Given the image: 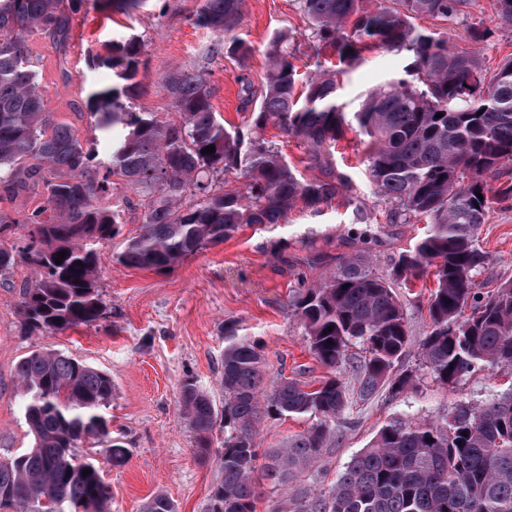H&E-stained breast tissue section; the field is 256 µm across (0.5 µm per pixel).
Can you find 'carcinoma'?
<instances>
[{
	"label": "carcinoma",
	"mask_w": 512,
	"mask_h": 512,
	"mask_svg": "<svg viewBox=\"0 0 512 512\" xmlns=\"http://www.w3.org/2000/svg\"><path fill=\"white\" fill-rule=\"evenodd\" d=\"M495 22L512 29V0H495ZM90 0H0V196L34 187L45 205L21 220L25 245L0 240V280L18 261L40 277L20 291L24 333L51 336L88 326L104 315L96 286L99 249L120 234L121 214L99 204L116 176L153 194L141 232L116 260L128 267L165 271L184 258L235 236L243 225L282 223L297 204L314 211L340 197L352 202L350 177L336 169V142L349 132L369 138L366 173L385 219H423L428 234L393 261L384 277L364 255L341 259L314 285H300L292 307L309 350L332 375L313 387L284 374L262 388L264 360L246 336L226 330L224 479L209 512H255V428L260 417L304 418L307 429L269 450L263 478L278 491L290 476L318 462L336 440V419L355 402L385 390L401 395L415 374L394 371L409 346L408 320L393 285L403 288L431 273V331L420 351L426 374L453 385L478 368H512V280L484 292L476 278L486 270L478 231L493 205L512 199V183L492 190L489 176H512V59L492 72L477 50L448 44V37L416 24L453 22L471 0H298L313 47V71L296 95V35L277 31L265 55L267 71L251 115L256 137L214 111L208 79L176 72L162 82L175 116L161 120L132 110L136 78L145 65L142 41L112 43L99 64L123 81L91 96L98 129L122 126L112 139V159L99 142L45 111L25 35L41 32L66 52L72 19ZM243 0H204L195 24L226 35L229 57L249 47L230 33ZM381 48L409 57L406 77L367 93L347 116L337 103L339 78ZM443 113L436 118L437 113ZM273 124L283 141L303 146V177L276 145L257 136ZM215 146L213 153H201ZM27 159L38 165L25 166ZM247 179L246 192L218 181L230 172ZM482 197H477L476 193ZM193 203L181 210L185 196ZM66 255L57 264L58 253ZM81 265H75V262ZM331 332H326L327 328ZM357 348L360 356L350 350ZM32 447L0 461V505L13 512H109L110 493L100 468L75 453L86 440L105 446L115 463L124 449L112 442L100 410L112 400V377L61 352H31L16 366ZM186 417L197 454L209 456L216 408L196 384L182 385ZM91 473L83 475L84 470ZM143 512H177L157 494ZM279 512H512V390L482 408L461 406L440 420L396 417L346 465L329 491L305 498L282 496Z\"/></svg>",
	"instance_id": "carcinoma-1"
}]
</instances>
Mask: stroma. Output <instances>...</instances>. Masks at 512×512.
Wrapping results in <instances>:
<instances>
[{
  "label": "stroma",
  "instance_id": "35a3bbf8",
  "mask_svg": "<svg viewBox=\"0 0 512 512\" xmlns=\"http://www.w3.org/2000/svg\"><path fill=\"white\" fill-rule=\"evenodd\" d=\"M203 0H144L124 14L98 0L72 21L70 46L59 52L43 34L26 37L27 56L37 73L45 108L55 121L82 136H96L89 98L118 85L115 73L94 64L113 41L138 36L146 65L137 81V111L170 117L173 107L161 83L173 72L204 74L213 91L216 112L230 125L251 133L252 109L244 101V83L260 90L266 74L265 48L273 32L297 34L299 57L313 49L304 32L306 19L296 0H244L234 35L250 46L243 58L215 53L223 35L195 26ZM404 55L375 49L351 69L338 91L345 111H358L367 91L402 75ZM365 144L348 136L336 145V166L353 183L354 202L336 198L312 211L293 208L283 224L265 229L242 228L235 237L189 257L171 271L131 268L116 260L126 242L138 235L149 195L116 184L107 206H118L121 233L100 250L97 287L106 308L100 322L52 336H27L18 313L21 285L39 272L18 264L9 281L0 282V460L30 448L15 379L18 362L37 349L54 350L82 360L111 375L112 401L103 414L114 439L126 451L120 464L107 463L99 447L86 442L80 457L100 464L111 491L110 512H141L150 497L163 494L178 512H208L210 496L224 474L217 452L224 446V424L216 422L212 454L200 458L195 437L183 413L181 386L191 379L223 405L220 382L226 329L256 341L262 348L266 374H285L310 384L328 370L308 349L291 306L297 279L318 282L339 258L364 254L381 273L389 272L398 254L424 233L425 223L375 224L384 208L363 164ZM362 208L367 221L354 213ZM488 268L480 276L483 290L512 280V201L496 206L479 230ZM432 275L412 291H399L410 344L397 371L417 374L414 387L392 398L380 392L352 405L336 420V441L312 467L296 474L301 493H320L333 486L347 463L367 447L388 419L402 415L438 418L462 403L484 407L512 388V375L485 369L441 386L423 377L420 342L430 331L427 302Z\"/></svg>",
  "mask_w": 512,
  "mask_h": 512
}]
</instances>
